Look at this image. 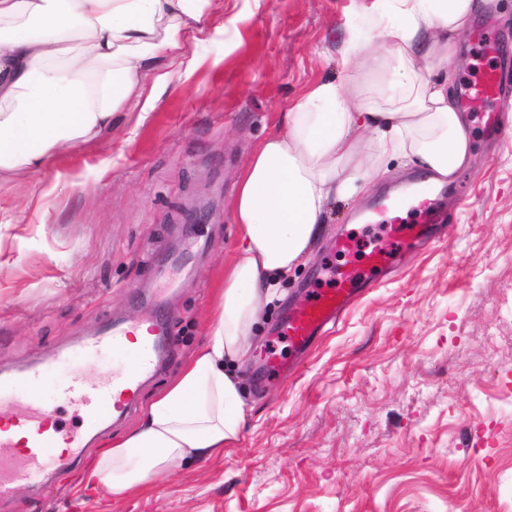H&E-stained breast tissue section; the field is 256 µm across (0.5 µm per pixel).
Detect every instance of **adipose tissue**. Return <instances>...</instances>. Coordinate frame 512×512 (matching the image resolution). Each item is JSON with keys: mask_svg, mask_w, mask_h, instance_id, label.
<instances>
[{"mask_svg": "<svg viewBox=\"0 0 512 512\" xmlns=\"http://www.w3.org/2000/svg\"><path fill=\"white\" fill-rule=\"evenodd\" d=\"M385 2L378 43L352 34L341 48L343 64L375 84L317 82L256 146L230 203L239 255L205 339L127 436L106 444L85 489L131 491L238 441L256 327L321 237L330 205L369 191L395 159L437 184L473 163L452 79L425 71L451 67L486 0ZM210 9L211 0H0V179L98 140L118 112H148L143 83L168 84L174 66L196 65L217 31Z\"/></svg>", "mask_w": 512, "mask_h": 512, "instance_id": "adipose-tissue-1", "label": "adipose tissue"}]
</instances>
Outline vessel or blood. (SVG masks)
I'll use <instances>...</instances> for the list:
<instances>
[{
    "mask_svg": "<svg viewBox=\"0 0 512 512\" xmlns=\"http://www.w3.org/2000/svg\"><path fill=\"white\" fill-rule=\"evenodd\" d=\"M496 70H489L475 82L464 84L460 104L464 110L475 111L495 102L500 93ZM416 223L403 224L401 216L390 215L387 204L374 205L375 213L385 216L388 229L395 240L412 245L427 235L435 219V207L427 196H419L414 206ZM389 252L374 249L367 255L366 266L343 264L331 271L332 284L311 290L290 311L281 327V337L290 349H307L312 339L326 326L334 323L352 303L359 280L367 269L390 263ZM136 330L134 324L123 320L101 329L80 343L51 354L42 362L22 367L0 376V498L15 486H39L46 473L67 465L69 458L78 456L82 446L79 432L66 428L52 409V401H64L103 422L130 410L136 400L144 377L158 366L154 353L130 360L126 357L125 341ZM111 354L118 366L105 374L95 393L84 390L83 374L76 369L77 361L96 359ZM59 372L53 400H45L42 387L51 372ZM24 399L29 410L24 418L9 417L13 402Z\"/></svg>",
    "mask_w": 512,
    "mask_h": 512,
    "instance_id": "vessel-or-blood-1",
    "label": "vessel or blood"
}]
</instances>
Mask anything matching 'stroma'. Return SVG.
<instances>
[{
	"label": "stroma",
	"mask_w": 512,
	"mask_h": 512,
	"mask_svg": "<svg viewBox=\"0 0 512 512\" xmlns=\"http://www.w3.org/2000/svg\"><path fill=\"white\" fill-rule=\"evenodd\" d=\"M224 34L169 85L143 86L148 114L117 113L111 134L58 154L35 177L0 183V372L40 361L116 319L168 326L164 361L141 389L156 396L200 343L218 274L236 256L229 212L256 142L315 82L365 83L340 50L375 33L376 0H217ZM492 61L507 89L496 131L469 113L478 154L433 197L447 233L373 274L330 333L272 372L292 301L344 264L337 235L362 253L384 227L364 224L391 188L420 181L396 169L368 196L334 203L309 257L257 328L242 370L247 424L223 455L110 500L81 478L98 445L119 439L133 408L91 427L68 403L56 415L89 434L81 459L44 487L22 486L0 512H512V0H490L461 42L458 82ZM43 182V198L30 195Z\"/></svg>",
	"instance_id": "obj_1"
}]
</instances>
